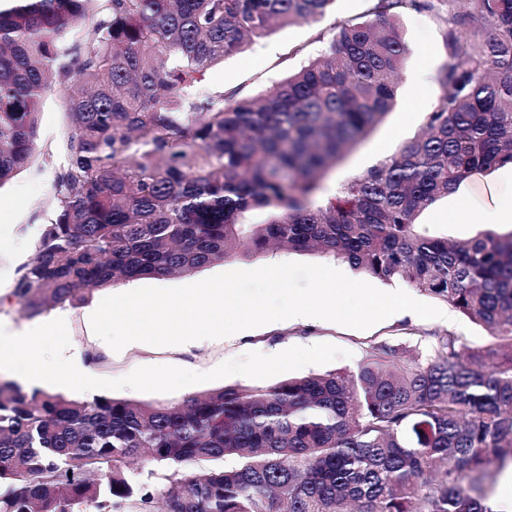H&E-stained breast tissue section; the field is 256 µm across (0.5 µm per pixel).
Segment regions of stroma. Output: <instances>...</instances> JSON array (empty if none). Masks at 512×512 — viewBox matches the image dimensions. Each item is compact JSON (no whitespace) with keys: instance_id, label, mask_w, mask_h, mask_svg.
Here are the masks:
<instances>
[{"instance_id":"35a3bbf8","label":"stroma","mask_w":512,"mask_h":512,"mask_svg":"<svg viewBox=\"0 0 512 512\" xmlns=\"http://www.w3.org/2000/svg\"><path fill=\"white\" fill-rule=\"evenodd\" d=\"M367 9V0H338L335 11L320 22L282 27L257 39L244 53L213 68L206 85L215 90L236 89L244 96L269 91L303 65L306 58L320 53L323 45L315 41L316 33H330L336 21L361 16ZM402 27L411 54L401 74L397 105L329 174L326 195H334L340 184L394 153L418 132L426 113L435 107L440 93L436 76L445 60L444 26L428 12L411 10L403 15ZM297 46L303 47V54H294ZM421 60L426 62L432 78L427 86L417 89L413 86V70ZM71 88V83L59 82L46 94L40 115L42 146L55 147L66 134L63 102ZM63 162V156L55 152L38 156L35 163L0 187V295L11 291L18 265L31 254L52 213L53 183ZM455 202L456 198L451 196L425 209L419 218L422 230L455 240H466L480 232V225L447 221ZM282 259L330 267L335 264L334 259L317 252L242 253L187 275L153 279L152 284L159 288L179 287L219 273L252 270ZM104 297V292H92L86 303L71 309L64 341L79 347L94 346L103 355V363L94 368L100 394L134 402L180 399L221 387L265 386L283 377L334 369L353 370L365 359L371 344L385 339L401 344L410 353L425 351L436 337L448 333L475 346L490 342L486 331L457 312L448 322L395 314L366 330L333 322H274L251 329L242 338L204 342L188 353L152 345L127 346L117 352L107 344L93 343L86 322L89 308ZM275 346L281 349V356L265 363L256 359L257 349Z\"/></svg>"}]
</instances>
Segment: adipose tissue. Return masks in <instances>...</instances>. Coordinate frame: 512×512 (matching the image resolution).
<instances>
[{"mask_svg":"<svg viewBox=\"0 0 512 512\" xmlns=\"http://www.w3.org/2000/svg\"><path fill=\"white\" fill-rule=\"evenodd\" d=\"M67 323L68 315L62 311L53 322L36 329L20 331L0 324V371L15 374L32 388L58 374L84 392L94 393L98 380L86 354L54 341Z\"/></svg>","mask_w":512,"mask_h":512,"instance_id":"adipose-tissue-1","label":"adipose tissue"}]
</instances>
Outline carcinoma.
Masks as SVG:
<instances>
[{
  "label": "carcinoma",
  "mask_w": 512,
  "mask_h": 512,
  "mask_svg": "<svg viewBox=\"0 0 512 512\" xmlns=\"http://www.w3.org/2000/svg\"><path fill=\"white\" fill-rule=\"evenodd\" d=\"M370 2L276 88L240 97L206 88L209 71L336 0H0V186L41 149L53 79L78 85L53 217L0 308L41 317L276 246L406 282L492 337L439 336L423 358L381 341L353 371L168 402L0 380V512H497L492 465L512 460V231L454 241L417 218L512 165V0ZM409 10L446 24L437 103L323 201L395 104Z\"/></svg>",
  "instance_id": "obj_1"
}]
</instances>
